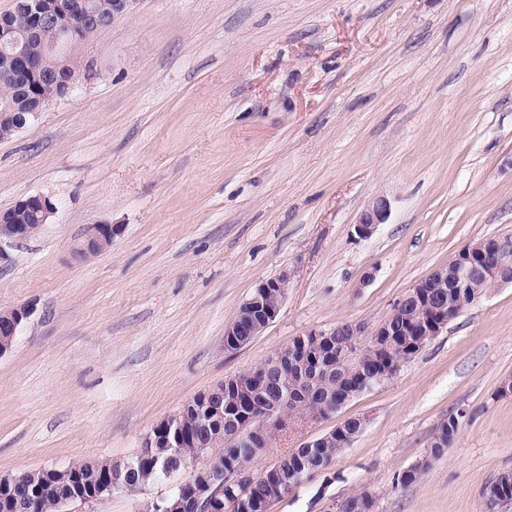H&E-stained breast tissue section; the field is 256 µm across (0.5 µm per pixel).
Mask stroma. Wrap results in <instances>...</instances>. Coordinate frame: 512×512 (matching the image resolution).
<instances>
[{
	"label": "stroma",
	"mask_w": 512,
	"mask_h": 512,
	"mask_svg": "<svg viewBox=\"0 0 512 512\" xmlns=\"http://www.w3.org/2000/svg\"><path fill=\"white\" fill-rule=\"evenodd\" d=\"M82 55L90 78L0 141V209L55 206L0 268V306L30 310L0 357L2 477L131 457L195 394L310 331L371 332L459 250L512 237V0H134ZM380 195L389 219L357 238ZM96 223L123 230L80 259ZM283 274L275 320L225 351V325ZM510 376L509 285L333 417L290 422L254 471L367 419L271 512L361 489L377 512H486L485 485L512 472ZM211 459L69 512H144ZM459 430V420L451 415L447 421L439 426L437 433L433 436L428 447L431 448L434 457L440 456L452 443Z\"/></svg>",
	"instance_id": "stroma-1"
}]
</instances>
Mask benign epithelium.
Segmentation results:
<instances>
[{
    "label": "benign epithelium",
    "mask_w": 512,
    "mask_h": 512,
    "mask_svg": "<svg viewBox=\"0 0 512 512\" xmlns=\"http://www.w3.org/2000/svg\"><path fill=\"white\" fill-rule=\"evenodd\" d=\"M130 0H113L112 7L89 11L85 14L73 12V4L61 3V0H15L13 13L22 14L28 20L25 32H18L8 15L0 14V60L11 65L23 81V87L29 98L34 100L31 111L22 115L16 112L0 113V139H6L23 129L35 120L46 106L56 98H62L77 88V82L66 74L43 77L40 72L29 65L26 45L32 40L51 56L63 58L71 40L91 26L108 27L115 18L124 13ZM15 211L34 213L38 217L36 224H19L12 220ZM391 204L384 196L373 199L361 212L354 225V232L360 239L371 237L377 227L386 223L390 216ZM54 206L51 200L40 194L29 195L16 200L11 206L0 210V267L11 260L9 248L29 240L46 224ZM123 225L98 223L87 226L81 240L75 247L78 257L85 259L97 255L112 246L115 237L121 234ZM492 281L493 285H512V239L509 237L482 238L467 245L454 255L445 266L431 272L427 279L433 281L434 287L446 288L448 282L454 287H464L471 283L474 272ZM288 276L261 282L242 304L239 313L250 318L248 332L237 320H232L224 329V349L230 346L242 348L245 341L241 336H257L276 318L286 297ZM415 301L427 306L437 303V295L422 282H416L394 301L391 313L399 312L408 302ZM29 315L25 306L0 308V357L8 353L14 346L18 328ZM448 325V319L431 320L421 325H412L411 335L417 341L411 342L407 348L415 351L424 347L434 336ZM348 335L352 336L350 348L359 352L367 343L376 344L387 335V322H382L369 337L362 340V330L351 325ZM255 375L250 372L235 375L223 382L200 392L188 400L178 411L167 416L144 439L145 455H150L154 448H168L172 451L176 468L185 467L200 455L211 451L224 443V396L232 394L229 400L230 409L239 407V396L249 392L253 386ZM288 405V395L283 393L280 400L269 402V409L260 416H251L244 423L232 425V437L245 448H253L258 438L265 436L270 430L282 422L280 407ZM193 417V425L210 435V439L200 442L190 456L181 452L187 430L185 417ZM52 482L61 486L63 492L57 498V512H64L63 507L86 499L78 493L76 486L81 481L80 473L69 468H52L45 472ZM129 473L116 469L108 470L100 475V491L93 501H100L107 495L122 490L126 485ZM258 476L251 472L226 473L224 463L215 457L210 464L197 471L194 479L186 484L174 487L167 495L157 499L150 505L149 512H224L222 490L228 485L238 486L242 494L249 493L255 486ZM21 477L0 478V486L8 492L0 494V512H38L40 502L30 496H17L11 492ZM284 498L280 488L270 483L260 503L261 512H270L273 503Z\"/></svg>",
    "instance_id": "benign-epithelium-1"
}]
</instances>
